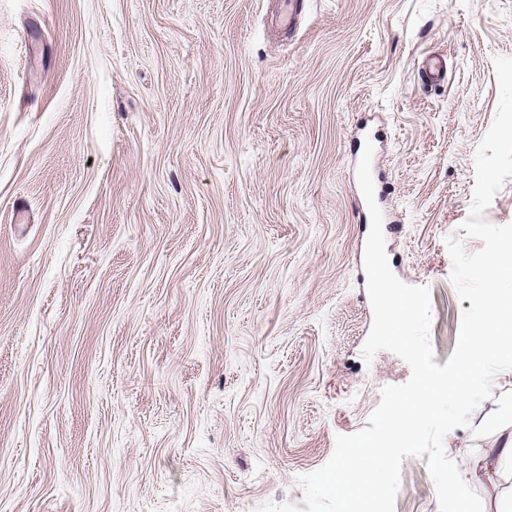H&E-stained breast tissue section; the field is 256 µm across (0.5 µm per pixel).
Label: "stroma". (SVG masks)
<instances>
[{"label": "stroma", "instance_id": "stroma-1", "mask_svg": "<svg viewBox=\"0 0 512 512\" xmlns=\"http://www.w3.org/2000/svg\"><path fill=\"white\" fill-rule=\"evenodd\" d=\"M0 0V512H256L409 365L373 312L357 140L392 272L461 300L445 238L512 57V0ZM440 55L447 81L425 87ZM444 440L512 420V370ZM396 512H440L425 459Z\"/></svg>", "mask_w": 512, "mask_h": 512}]
</instances>
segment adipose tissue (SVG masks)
I'll return each instance as SVG.
<instances>
[{"label":"adipose tissue","instance_id":"ef3b65f1","mask_svg":"<svg viewBox=\"0 0 512 512\" xmlns=\"http://www.w3.org/2000/svg\"><path fill=\"white\" fill-rule=\"evenodd\" d=\"M466 469L491 493L494 512H512V426L501 428L490 447L471 450Z\"/></svg>","mask_w":512,"mask_h":512}]
</instances>
